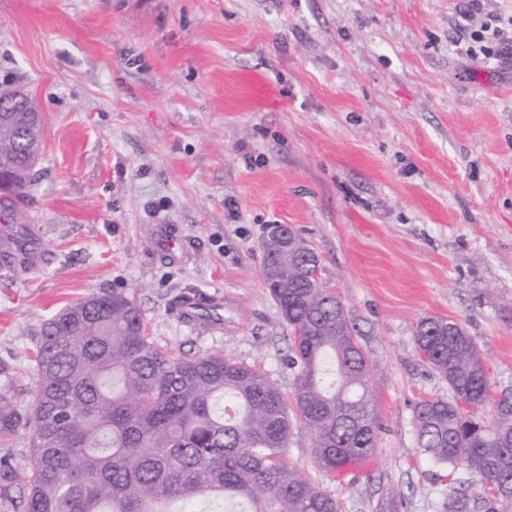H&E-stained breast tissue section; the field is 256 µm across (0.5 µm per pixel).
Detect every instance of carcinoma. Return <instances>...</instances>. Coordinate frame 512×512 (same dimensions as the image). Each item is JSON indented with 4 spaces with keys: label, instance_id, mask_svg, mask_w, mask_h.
Returning a JSON list of instances; mask_svg holds the SVG:
<instances>
[{
    "label": "carcinoma",
    "instance_id": "1",
    "mask_svg": "<svg viewBox=\"0 0 512 512\" xmlns=\"http://www.w3.org/2000/svg\"><path fill=\"white\" fill-rule=\"evenodd\" d=\"M25 138L19 125L0 128V166L11 170L16 199L34 182ZM307 256L321 263L308 245L290 256L286 287L262 274L291 330L289 397L220 353L161 350L124 291L90 295L48 319L31 415L0 386V447L31 431L28 468L0 457V483L22 491V512H341L286 449L300 425L325 475L366 463L379 430L374 366L339 297L305 278ZM414 339L451 391L414 407L419 452L448 482L437 512H512V388L491 391L459 321L426 317ZM489 404L493 413L479 414Z\"/></svg>",
    "mask_w": 512,
    "mask_h": 512
}]
</instances>
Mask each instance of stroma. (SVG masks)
Segmentation results:
<instances>
[{
	"label": "stroma",
	"instance_id": "stroma-1",
	"mask_svg": "<svg viewBox=\"0 0 512 512\" xmlns=\"http://www.w3.org/2000/svg\"><path fill=\"white\" fill-rule=\"evenodd\" d=\"M512 0H0V82L45 121L18 210L27 269L0 265V384L33 403L43 323L125 291L152 342L220 352L291 393V331L261 239L287 224L320 255L374 365L381 429L365 472L328 480L312 436L287 458L343 512H436L413 409L449 398L417 322L472 336L512 387ZM178 245L166 250L161 231ZM188 291L224 302L187 326Z\"/></svg>",
	"mask_w": 512,
	"mask_h": 512
}]
</instances>
